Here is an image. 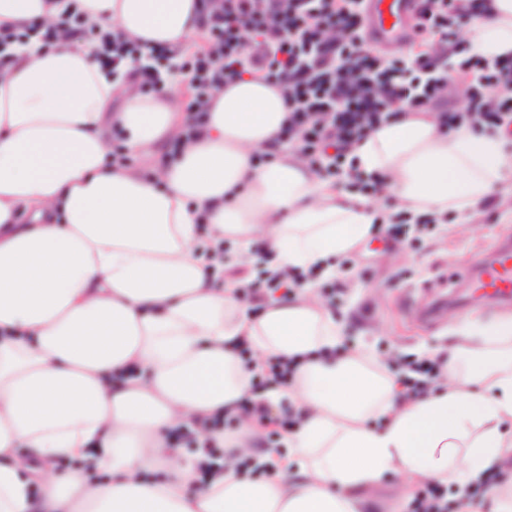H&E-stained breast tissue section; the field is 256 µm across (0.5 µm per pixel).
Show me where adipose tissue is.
Wrapping results in <instances>:
<instances>
[{
  "label": "adipose tissue",
  "instance_id": "ef3b65f1",
  "mask_svg": "<svg viewBox=\"0 0 512 512\" xmlns=\"http://www.w3.org/2000/svg\"><path fill=\"white\" fill-rule=\"evenodd\" d=\"M70 1L151 45L185 48L201 28L200 0H0V26L52 21ZM463 37L472 54H512V0H492ZM118 86L79 39L31 41L0 69V512H383L389 474L404 501L439 483L460 512H512V478L485 483L512 463V315L455 327L440 379L407 398L368 348L344 352L314 283L252 312L218 245L237 265L258 248L267 270L332 276L387 213L278 144L287 108L262 79L215 91L201 134L172 156L178 85ZM506 144L409 112L349 156L401 210L464 221L512 187ZM270 358L294 375L256 393ZM254 394L290 406L278 450L255 448L238 410ZM217 415L235 431L202 430ZM187 428L223 455L168 446ZM245 460L274 470L244 478ZM63 461L77 470L60 474Z\"/></svg>",
  "mask_w": 512,
  "mask_h": 512
}]
</instances>
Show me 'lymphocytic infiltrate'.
Returning a JSON list of instances; mask_svg holds the SVG:
<instances>
[{"mask_svg": "<svg viewBox=\"0 0 512 512\" xmlns=\"http://www.w3.org/2000/svg\"><path fill=\"white\" fill-rule=\"evenodd\" d=\"M416 39L390 55L366 47L361 0H201L204 44L189 53L186 138L198 135L212 93L243 75H259L285 92L288 116L279 140L296 148L307 166L335 177L353 144L390 121L394 104L436 111L441 127L470 122L488 130L512 125V55L471 54L462 30L485 15L489 0H418ZM83 40L101 68L118 71L136 62L141 88L163 85V60L173 51L142 47L121 34L86 26L78 10L55 21L16 29L0 27V67L15 45L30 39L52 44L61 35ZM466 103L450 101L454 83Z\"/></svg>", "mask_w": 512, "mask_h": 512, "instance_id": "1", "label": "lymphocytic infiltrate"}]
</instances>
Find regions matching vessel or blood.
<instances>
[{
	"instance_id": "obj_1",
	"label": "vessel or blood",
	"mask_w": 512,
	"mask_h": 512,
	"mask_svg": "<svg viewBox=\"0 0 512 512\" xmlns=\"http://www.w3.org/2000/svg\"><path fill=\"white\" fill-rule=\"evenodd\" d=\"M416 0H364V31L369 43L397 51L407 45L406 33L415 14ZM465 280L483 294L503 300L512 298V246H500L494 257L482 263L477 273H465Z\"/></svg>"
}]
</instances>
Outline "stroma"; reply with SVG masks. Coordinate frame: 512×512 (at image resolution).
Segmentation results:
<instances>
[{"instance_id": "obj_1", "label": "stroma", "mask_w": 512, "mask_h": 512, "mask_svg": "<svg viewBox=\"0 0 512 512\" xmlns=\"http://www.w3.org/2000/svg\"><path fill=\"white\" fill-rule=\"evenodd\" d=\"M509 238L512 215L495 201L469 227L449 220L413 247L392 245L389 225H376L359 249L341 261L336 277L342 293L334 311L349 345L367 346L396 364L409 355L447 351L449 331L460 322L512 313V301L480 297L456 278ZM441 295L448 298L447 314L431 324L422 322L419 309Z\"/></svg>"}]
</instances>
